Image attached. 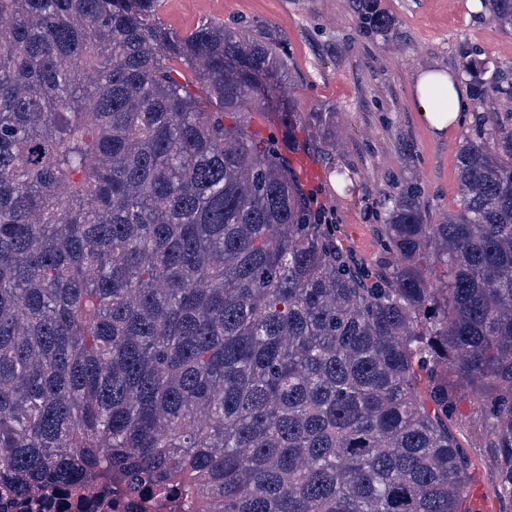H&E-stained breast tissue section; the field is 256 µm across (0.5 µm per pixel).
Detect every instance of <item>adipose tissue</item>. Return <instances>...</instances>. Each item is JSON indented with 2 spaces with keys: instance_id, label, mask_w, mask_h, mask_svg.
<instances>
[{
  "instance_id": "obj_1",
  "label": "adipose tissue",
  "mask_w": 512,
  "mask_h": 512,
  "mask_svg": "<svg viewBox=\"0 0 512 512\" xmlns=\"http://www.w3.org/2000/svg\"><path fill=\"white\" fill-rule=\"evenodd\" d=\"M414 90L420 114L440 130L461 122L469 106L459 83L445 71L420 73L414 81Z\"/></svg>"
}]
</instances>
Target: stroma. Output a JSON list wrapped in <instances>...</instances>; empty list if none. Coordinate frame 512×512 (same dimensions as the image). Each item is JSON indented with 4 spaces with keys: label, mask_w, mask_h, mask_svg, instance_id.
Returning a JSON list of instances; mask_svg holds the SVG:
<instances>
[{
    "label": "stroma",
    "mask_w": 512,
    "mask_h": 512,
    "mask_svg": "<svg viewBox=\"0 0 512 512\" xmlns=\"http://www.w3.org/2000/svg\"><path fill=\"white\" fill-rule=\"evenodd\" d=\"M392 17L391 36L360 31L351 0H161L160 20L186 34L204 21L274 34L287 57L286 95L296 111L336 115L338 145L325 151L309 120H302L281 145L305 186L334 214L337 236L358 263L379 260L381 193L415 185L429 223H443L457 211L460 185L456 150L472 125L438 131L419 113L413 76L445 70L464 90L472 78L492 75L512 81V28L480 12L474 0H381ZM473 75H466V66ZM356 172L343 191L332 170ZM316 169L309 177L308 169ZM456 419L448 427L470 463L472 512H512L496 493L495 452L479 420L471 393H461Z\"/></svg>",
    "instance_id": "obj_1"
}]
</instances>
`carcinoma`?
Returning <instances> with one entry per match:
<instances>
[{"instance_id": "1", "label": "carcinoma", "mask_w": 512, "mask_h": 512, "mask_svg": "<svg viewBox=\"0 0 512 512\" xmlns=\"http://www.w3.org/2000/svg\"><path fill=\"white\" fill-rule=\"evenodd\" d=\"M160 0H0V497L124 484L170 512H469L448 381L512 502V126L474 92L460 210L383 197L355 267L273 136L277 39ZM512 27V0H477ZM361 28L392 20L369 0ZM334 112L312 115L336 146Z\"/></svg>"}]
</instances>
